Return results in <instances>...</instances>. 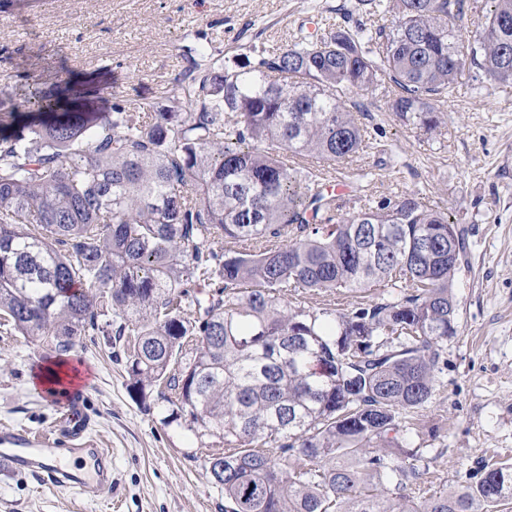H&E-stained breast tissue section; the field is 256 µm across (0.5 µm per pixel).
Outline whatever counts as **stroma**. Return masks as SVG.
Returning <instances> with one entry per match:
<instances>
[{
	"instance_id": "stroma-1",
	"label": "stroma",
	"mask_w": 512,
	"mask_h": 512,
	"mask_svg": "<svg viewBox=\"0 0 512 512\" xmlns=\"http://www.w3.org/2000/svg\"><path fill=\"white\" fill-rule=\"evenodd\" d=\"M320 18L370 21L359 0H0V99L32 79L91 80L100 110L119 96L159 112L172 104L167 90L190 49L206 45L236 69L253 47H279ZM438 108L441 139L370 112L379 148L351 158L337 178L365 175L375 200L421 191L467 233L454 287L459 333L422 418L424 446L438 458L431 479L453 489L485 463L512 464V87L467 86ZM54 359L0 327V422L53 429L58 411L34 380ZM63 360L95 369L85 410L92 437L112 452V493L80 499L1 469L0 512H224L205 449L130 397L125 342L86 336Z\"/></svg>"
}]
</instances>
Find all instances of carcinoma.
I'll return each instance as SVG.
<instances>
[{
  "label": "carcinoma",
  "mask_w": 512,
  "mask_h": 512,
  "mask_svg": "<svg viewBox=\"0 0 512 512\" xmlns=\"http://www.w3.org/2000/svg\"><path fill=\"white\" fill-rule=\"evenodd\" d=\"M391 27L299 32L238 70L202 48L172 89L186 112L72 107L36 80L0 129V324L69 350L133 337L127 389L210 439L224 512H495L512 469L448 492L415 421L459 332L463 231L418 191L346 208L337 166L374 148L355 90L407 126L470 82L512 85V0L471 41L464 0H365ZM240 245L222 247L224 241ZM454 256H448V245ZM393 289L346 311L295 305ZM178 373L170 374L171 365ZM269 449H263V446Z\"/></svg>",
  "instance_id": "1"
}]
</instances>
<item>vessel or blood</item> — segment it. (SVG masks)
I'll use <instances>...</instances> for the list:
<instances>
[{"mask_svg":"<svg viewBox=\"0 0 512 512\" xmlns=\"http://www.w3.org/2000/svg\"><path fill=\"white\" fill-rule=\"evenodd\" d=\"M91 368L74 382L57 385L50 399L61 412L59 429L35 433L21 426L0 427V464L15 473L42 478L47 488L99 499L112 489V456L87 433L84 411Z\"/></svg>","mask_w":512,"mask_h":512,"instance_id":"1","label":"vessel or blood"}]
</instances>
